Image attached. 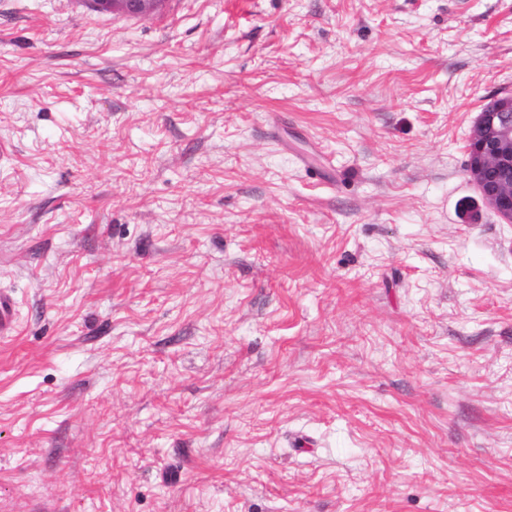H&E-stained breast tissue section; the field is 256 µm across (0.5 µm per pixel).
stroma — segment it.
<instances>
[{
  "label": "stroma",
  "instance_id": "stroma-1",
  "mask_svg": "<svg viewBox=\"0 0 512 512\" xmlns=\"http://www.w3.org/2000/svg\"><path fill=\"white\" fill-rule=\"evenodd\" d=\"M512 0H0V512H512ZM166 0H96V8L116 17H138L158 12ZM467 171L483 203L512 223V95L491 100L475 119Z\"/></svg>",
  "mask_w": 512,
  "mask_h": 512
}]
</instances>
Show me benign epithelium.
Masks as SVG:
<instances>
[{
	"instance_id": "1",
	"label": "benign epithelium",
	"mask_w": 512,
	"mask_h": 512,
	"mask_svg": "<svg viewBox=\"0 0 512 512\" xmlns=\"http://www.w3.org/2000/svg\"><path fill=\"white\" fill-rule=\"evenodd\" d=\"M166 0H96V8L116 17L158 12ZM467 171L483 203L512 223V95L491 100L475 119L468 141Z\"/></svg>"
}]
</instances>
